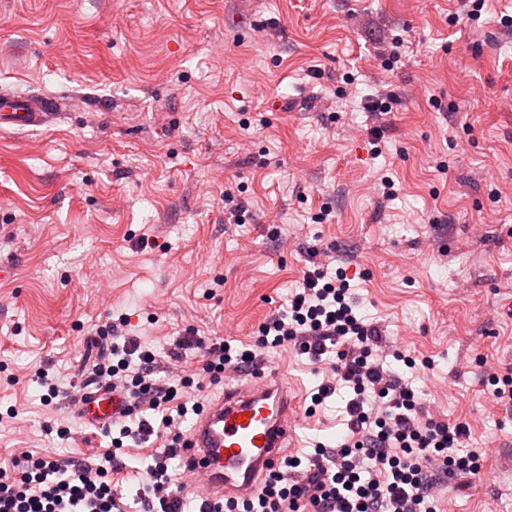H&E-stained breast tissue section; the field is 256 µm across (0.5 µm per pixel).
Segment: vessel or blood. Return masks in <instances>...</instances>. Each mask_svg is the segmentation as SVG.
<instances>
[{
  "mask_svg": "<svg viewBox=\"0 0 512 512\" xmlns=\"http://www.w3.org/2000/svg\"><path fill=\"white\" fill-rule=\"evenodd\" d=\"M63 109L58 99L0 92V128L49 124ZM124 402L105 390L87 389L73 414L79 425L100 428L122 415ZM299 426L296 400L273 371L258 381L230 385L211 399L191 424L181 467L199 502L247 499L278 470L294 447Z\"/></svg>",
  "mask_w": 512,
  "mask_h": 512,
  "instance_id": "vessel-or-blood-1",
  "label": "vessel or blood"
}]
</instances>
